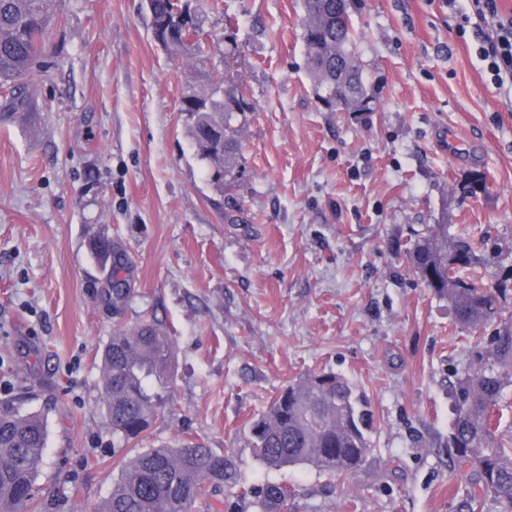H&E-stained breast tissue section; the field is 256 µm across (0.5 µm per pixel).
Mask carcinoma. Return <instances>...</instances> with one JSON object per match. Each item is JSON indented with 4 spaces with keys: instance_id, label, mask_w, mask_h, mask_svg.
<instances>
[{
    "instance_id": "1",
    "label": "carcinoma",
    "mask_w": 512,
    "mask_h": 512,
    "mask_svg": "<svg viewBox=\"0 0 512 512\" xmlns=\"http://www.w3.org/2000/svg\"><path fill=\"white\" fill-rule=\"evenodd\" d=\"M182 0H146L155 39L180 55L204 54L201 42L189 46L166 38L164 30L187 26L199 31ZM55 0H0V120L25 116L32 107L31 84L42 55L43 36L53 20ZM301 39L307 67L323 101L337 105L336 88L347 84L360 99L345 109L370 112L355 44L359 37L349 0H301ZM244 82L219 76L180 108L197 157L210 180L224 192V180L237 167L243 124L239 117ZM487 241L448 235L434 224L415 238L408 262L426 287L448 299L457 323L472 330L492 329L487 345L462 373L455 392V418L448 437L458 464L475 476L470 502L492 501L498 512H512V448L498 438L495 407L512 386V323L502 304L512 291V265L503 266L495 284L479 277V253ZM89 249L109 276L125 272L122 249L102 233ZM174 365L172 338L153 319L113 332L103 354L102 398L112 426V447L133 448L153 425L170 387ZM370 414L342 377L309 373L279 392L255 418L245 436L257 460L271 469L310 464L331 477L360 468L370 451ZM46 427L37 413L0 408V512H27L36 502V474L45 451ZM120 477L96 512H195L196 504L224 495L239 482L235 459L197 444L149 448L119 461ZM288 493L267 483L255 492L256 512H281Z\"/></svg>"
}]
</instances>
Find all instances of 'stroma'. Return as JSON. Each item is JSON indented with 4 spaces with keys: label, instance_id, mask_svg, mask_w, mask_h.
I'll return each instance as SVG.
<instances>
[{
    "label": "stroma",
    "instance_id": "1",
    "mask_svg": "<svg viewBox=\"0 0 512 512\" xmlns=\"http://www.w3.org/2000/svg\"><path fill=\"white\" fill-rule=\"evenodd\" d=\"M190 7L204 58L156 44L144 0H56L34 116L0 120V403L45 420L38 512L109 496L101 355L151 316L175 372L138 450L190 439L233 455L240 490L281 485L290 512H468L472 472L448 435L482 340L406 261L444 223L496 240L483 278L512 264V112L456 35L466 0H351L370 112L320 99L300 0ZM226 67L256 105L228 214L179 110ZM101 230L127 259L116 306L88 248ZM321 370L372 415L368 459L343 480L267 468L245 441L278 390Z\"/></svg>",
    "mask_w": 512,
    "mask_h": 512
}]
</instances>
